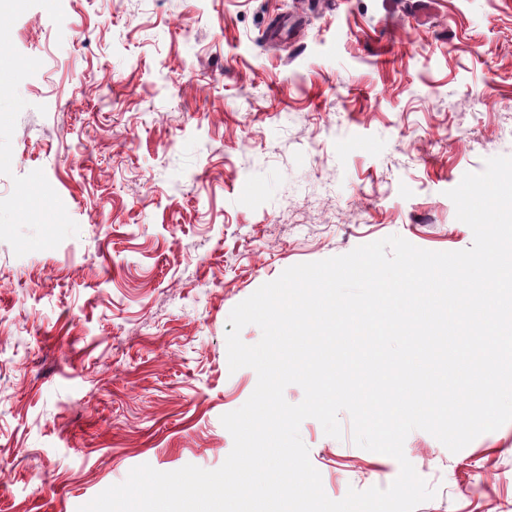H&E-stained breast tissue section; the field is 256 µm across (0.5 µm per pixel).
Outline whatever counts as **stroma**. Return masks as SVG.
<instances>
[{
	"label": "stroma",
	"mask_w": 512,
	"mask_h": 512,
	"mask_svg": "<svg viewBox=\"0 0 512 512\" xmlns=\"http://www.w3.org/2000/svg\"><path fill=\"white\" fill-rule=\"evenodd\" d=\"M512 156V0H0V512L142 464L219 468L231 310L398 235L470 248L446 192ZM309 418L325 494L400 472ZM416 512H512V422L412 431Z\"/></svg>",
	"instance_id": "35a3bbf8"
}]
</instances>
